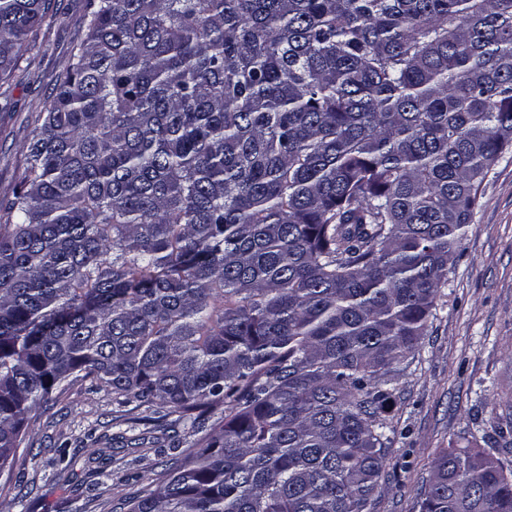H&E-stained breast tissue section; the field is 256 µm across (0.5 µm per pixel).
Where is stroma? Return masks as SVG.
Returning a JSON list of instances; mask_svg holds the SVG:
<instances>
[{
    "mask_svg": "<svg viewBox=\"0 0 512 512\" xmlns=\"http://www.w3.org/2000/svg\"><path fill=\"white\" fill-rule=\"evenodd\" d=\"M52 4L21 73L0 82L2 202L25 172L26 143L86 33L85 0ZM389 389L384 418L392 442L369 512H419L420 493L446 450H481L512 470V148L488 173L436 314ZM197 438L178 414L120 404L75 382L30 421L27 463L0 497V512H123L122 497L169 469Z\"/></svg>",
    "mask_w": 512,
    "mask_h": 512,
    "instance_id": "obj_1",
    "label": "stroma"
}]
</instances>
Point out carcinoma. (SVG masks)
<instances>
[{"instance_id":"1","label":"carcinoma","mask_w":512,"mask_h":512,"mask_svg":"<svg viewBox=\"0 0 512 512\" xmlns=\"http://www.w3.org/2000/svg\"><path fill=\"white\" fill-rule=\"evenodd\" d=\"M51 0H0V80ZM0 203V479L77 380L224 411L127 512H368L414 358L512 146V0H86ZM419 512H512L445 452Z\"/></svg>"}]
</instances>
